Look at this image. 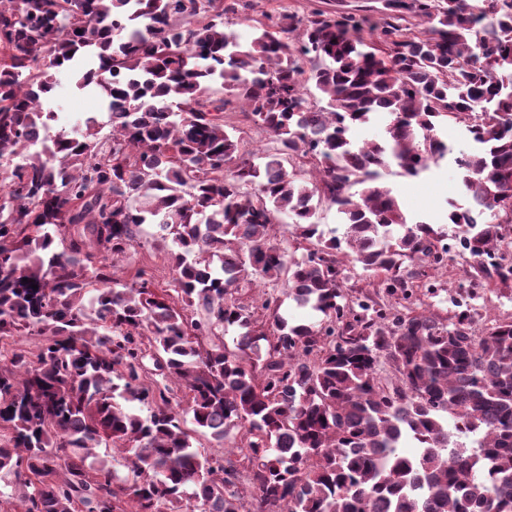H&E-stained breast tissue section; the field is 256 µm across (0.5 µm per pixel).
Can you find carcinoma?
Segmentation results:
<instances>
[{"label": "carcinoma", "instance_id": "obj_1", "mask_svg": "<svg viewBox=\"0 0 512 512\" xmlns=\"http://www.w3.org/2000/svg\"><path fill=\"white\" fill-rule=\"evenodd\" d=\"M250 7L0 0V474L22 491L0 512H512V316L477 331L470 313L475 291L512 290V0H386L368 39L366 17L320 9L227 29ZM65 69L107 119L35 146ZM228 110L269 135L263 162ZM373 120L383 138L352 150ZM450 121L477 148L455 159L447 231L409 220L378 170L428 171ZM144 224L170 288L116 275ZM454 249L472 291L444 324L422 305ZM351 264L368 288L345 287ZM281 280L317 320L238 298ZM314 219L320 224V229L326 238L341 235L344 231V226L340 224L339 215L336 213V207L322 204L317 208Z\"/></svg>", "mask_w": 512, "mask_h": 512}]
</instances>
